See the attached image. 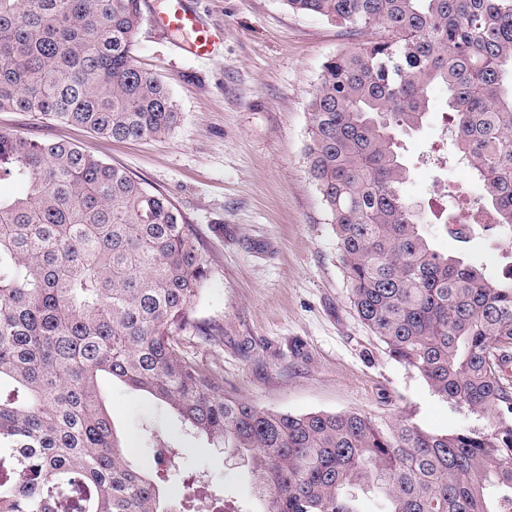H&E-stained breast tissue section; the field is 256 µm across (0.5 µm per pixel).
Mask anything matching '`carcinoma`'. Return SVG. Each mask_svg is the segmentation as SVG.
<instances>
[{"label":"carcinoma","mask_w":512,"mask_h":512,"mask_svg":"<svg viewBox=\"0 0 512 512\" xmlns=\"http://www.w3.org/2000/svg\"><path fill=\"white\" fill-rule=\"evenodd\" d=\"M365 35L308 103L309 174L334 224L351 303L389 355L487 419L426 432L360 412L259 408L186 358L179 336L208 258L164 195L86 149L0 133V512H171L133 469L98 389L105 374L249 460L263 512H512V267L501 279L435 252L401 194L398 137L448 88L456 149L482 183L461 225L512 228V0H284ZM140 0H0V110L115 140L180 120L133 62ZM180 512H224L184 475Z\"/></svg>","instance_id":"1"}]
</instances>
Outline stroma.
Returning <instances> with one entry per match:
<instances>
[{
    "label": "stroma",
    "mask_w": 512,
    "mask_h": 512,
    "mask_svg": "<svg viewBox=\"0 0 512 512\" xmlns=\"http://www.w3.org/2000/svg\"><path fill=\"white\" fill-rule=\"evenodd\" d=\"M165 6L142 0L132 57L167 84L181 114L172 134L118 141L8 110L0 111V133L84 147L176 204L209 256L207 284L190 316L211 335L186 331L180 347L226 394L274 411L362 412L436 433L483 426L484 418L445 401L392 359L349 299L334 229L309 175L307 104L324 63L357 36L294 13L284 0H197L203 17L224 28L216 55L198 60L181 49L186 34L155 28ZM428 97L424 122L398 139L409 169L401 192L416 205L434 250L499 277L512 267V229L479 228L463 242L436 217L456 200L479 199L483 189L464 165L429 163L453 153L456 130L447 87L432 86ZM101 390L136 466L171 477L207 472L226 512L250 507L246 457L213 448L145 392L108 378ZM149 426L178 444L180 457L158 462Z\"/></svg>",
    "instance_id": "obj_1"
}]
</instances>
